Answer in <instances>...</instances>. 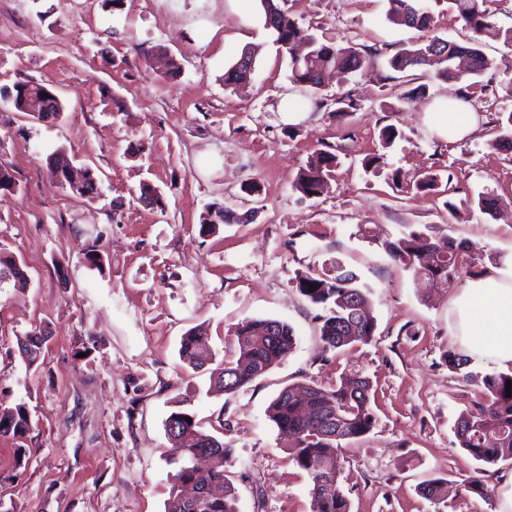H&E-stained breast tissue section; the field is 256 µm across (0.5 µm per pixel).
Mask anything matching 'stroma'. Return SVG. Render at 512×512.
<instances>
[{
    "label": "stroma",
    "mask_w": 512,
    "mask_h": 512,
    "mask_svg": "<svg viewBox=\"0 0 512 512\" xmlns=\"http://www.w3.org/2000/svg\"><path fill=\"white\" fill-rule=\"evenodd\" d=\"M279 4L320 41L372 52L373 69L334 74L317 94L296 86L260 0H0V87L38 82L64 105L43 123L0 100V165L16 182L0 195V247L30 278L0 287V404L32 414L23 436L0 435V499L13 512H164L178 454L164 421L178 410L231 445L239 512H311L308 477L266 409L285 386L326 385L345 370L376 389L373 430L340 451L351 512H496L512 461L487 466L482 499L463 486L475 462L454 434L493 367L472 360L459 374L445 356L461 349L452 310L467 282L512 263V150L490 145L491 119L512 112V46L486 40L497 66L469 99L483 121L451 143L425 111L465 84L426 75L423 97L398 107L410 84L387 61L413 32L386 20L384 0ZM253 45L250 83L225 85ZM147 48L166 51L178 74L162 76ZM341 95L354 112L335 114ZM289 98L293 120L281 109ZM388 125L398 135L386 149ZM61 149L96 169L98 197L55 185L48 164ZM321 151L338 164L327 192L308 198L293 182ZM375 153L381 169L364 170ZM427 173L437 191L416 193ZM147 185L151 204L140 198ZM481 195L498 198L495 213L478 209ZM214 202L238 220L206 232ZM410 224L468 243L450 287L422 289L385 252ZM95 244L99 269L85 260ZM338 263L359 275L376 322L371 344L342 354L325 349L295 282ZM246 318L287 322L298 345L246 389L216 391L210 372L180 359V339L202 327L221 353ZM29 333L47 338L31 366L18 349ZM435 478L447 486L436 504L417 492Z\"/></svg>",
    "instance_id": "35a3bbf8"
}]
</instances>
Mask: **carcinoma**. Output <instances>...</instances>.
<instances>
[{
	"instance_id": "obj_1",
	"label": "carcinoma",
	"mask_w": 512,
	"mask_h": 512,
	"mask_svg": "<svg viewBox=\"0 0 512 512\" xmlns=\"http://www.w3.org/2000/svg\"><path fill=\"white\" fill-rule=\"evenodd\" d=\"M388 19L418 32V36L404 44L388 61L398 73L433 67L435 76L444 80L474 79L493 66V60L484 53V38H501L512 45V30L503 31L488 23L487 0H449L463 26L472 36L462 41L434 34V19L426 0H386ZM264 23L274 42L280 48L292 51L301 42L307 53L291 58V81L307 91L317 90L321 75L327 70L344 73L362 72L373 67L371 55L353 46L338 47L324 43L315 35L299 27L282 11L276 0H261ZM471 60L467 72L460 71L456 60ZM249 79V72L232 64L224 73V84L240 85ZM49 94L56 103L61 100L53 88L37 82H19L0 89V98L23 111L24 95ZM493 148H512V112L507 118L496 119ZM337 165L336 156L318 153L316 160L299 169L293 183L295 190L313 198L323 193L327 179ZM96 171L85 168L84 180L78 184L58 181V186L80 197L94 198L99 194ZM204 226L234 220L230 208L220 202L209 205ZM391 259L414 272L419 280L433 286H450L459 267L460 258L467 251L462 242L436 239L424 229L409 225L395 239L384 244ZM20 262L12 255L0 252V286L14 282L26 284L28 277L18 270ZM358 276L341 264L322 272H302L295 278L296 287L319 313L320 338L326 348L343 351L359 344H368L375 336V323L363 314L367 305L366 293L357 285ZM317 285L310 291L309 284ZM45 338L29 334L18 342L19 352L27 365H33L41 352ZM297 338L293 328L278 319L247 318L232 330L233 354L224 358L214 369L219 387L226 393L239 392L272 367L282 363L295 349ZM181 357L195 369L216 361L210 338L200 330H191L181 338ZM512 382V372H492L482 378L483 400L472 408L461 411L454 424L455 437L469 456L479 463L465 480L468 491L483 499L490 491L483 480V466L512 460V396L506 395V383ZM306 394L303 399L300 394ZM372 383L359 374L344 372L330 386L304 382L283 388L269 403L266 414L278 430L294 437L289 458L310 480L312 512H350L348 497L337 487L342 474L338 449L342 442H353L372 431L375 418L372 411ZM165 430L176 431L182 456L176 461L173 485L165 512H238L237 491L226 475L224 466L230 462L232 448L224 441L203 431L182 411L172 412L164 423ZM30 427V414L25 406L0 405V434H24ZM203 457L215 464H198ZM220 485L224 493L213 496L207 490ZM197 491L194 498L183 496L184 487ZM420 493L434 502L442 498L444 481L431 479L419 487Z\"/></svg>"
}]
</instances>
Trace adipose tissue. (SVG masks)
<instances>
[{"mask_svg":"<svg viewBox=\"0 0 512 512\" xmlns=\"http://www.w3.org/2000/svg\"><path fill=\"white\" fill-rule=\"evenodd\" d=\"M439 133L457 141L477 128L465 101L439 99L433 115ZM454 324L468 356L512 370V266L493 268L469 280L455 303Z\"/></svg>","mask_w":512,"mask_h":512,"instance_id":"1","label":"adipose tissue"}]
</instances>
